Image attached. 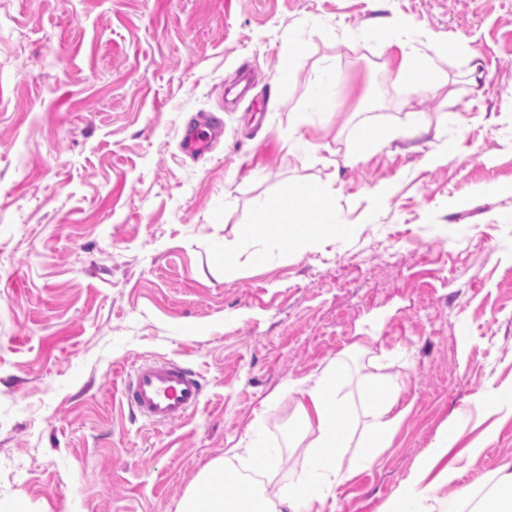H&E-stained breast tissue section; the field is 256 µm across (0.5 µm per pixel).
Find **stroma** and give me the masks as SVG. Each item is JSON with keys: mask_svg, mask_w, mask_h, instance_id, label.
Returning a JSON list of instances; mask_svg holds the SVG:
<instances>
[{"mask_svg": "<svg viewBox=\"0 0 512 512\" xmlns=\"http://www.w3.org/2000/svg\"><path fill=\"white\" fill-rule=\"evenodd\" d=\"M412 50L445 88L398 79ZM243 63L257 121L219 110ZM201 112L224 136L194 161L180 142ZM413 112L428 131L346 159L354 125ZM300 185L334 187L354 232L256 264L275 233L243 242L239 224ZM345 356L358 422L391 377L406 416L321 512H392L451 425L428 512L462 490L468 512L512 466V413L483 436L460 418L512 393V0H0V503L176 512L258 420L280 450L261 478L275 495L306 465L288 445L294 381ZM163 357L206 385L176 426L120 401L130 367Z\"/></svg>", "mask_w": 512, "mask_h": 512, "instance_id": "stroma-1", "label": "stroma"}]
</instances>
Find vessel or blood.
Segmentation results:
<instances>
[{"label":"vessel or blood","instance_id":"b4317fda","mask_svg":"<svg viewBox=\"0 0 512 512\" xmlns=\"http://www.w3.org/2000/svg\"><path fill=\"white\" fill-rule=\"evenodd\" d=\"M223 128L216 116L185 128L182 150L194 158L204 157L213 136ZM127 407L145 422L174 426L196 412L205 398L203 378L184 362L173 358L147 359L134 366L122 382Z\"/></svg>","mask_w":512,"mask_h":512}]
</instances>
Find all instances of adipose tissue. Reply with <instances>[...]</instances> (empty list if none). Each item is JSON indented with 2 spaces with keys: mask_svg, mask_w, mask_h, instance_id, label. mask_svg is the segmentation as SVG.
<instances>
[{
  "mask_svg": "<svg viewBox=\"0 0 512 512\" xmlns=\"http://www.w3.org/2000/svg\"><path fill=\"white\" fill-rule=\"evenodd\" d=\"M315 196L320 203L305 239L309 246L318 245L322 232L335 229L336 213L326 192L318 193L307 186L294 191L292 203L263 202L253 208L240 227L242 239L250 240L264 228L290 224L293 205L308 203ZM346 376L345 366L337 359L317 375L300 382L302 399L292 420V431L297 443L305 444L308 450V465L278 499H270L262 484L242 487V476L233 465L237 459L251 460L266 472L277 463L279 451L264 444V426L258 421L252 428L249 444L233 449L231 460L217 459L199 474L182 497L177 512H311L313 505L324 504L331 487L351 476L340 455L351 441L343 426L351 414L338 397V387ZM398 392V381L390 380L374 401L367 427L371 447H388L403 422L405 413L397 408ZM457 435L456 427L451 426L437 436L431 458L421 463L399 494L401 512H418L419 502L434 497L437 485L429 481L428 475L435 459L453 446Z\"/></svg>",
  "mask_w": 512,
  "mask_h": 512,
  "instance_id": "ef3b65f1",
  "label": "adipose tissue"
}]
</instances>
